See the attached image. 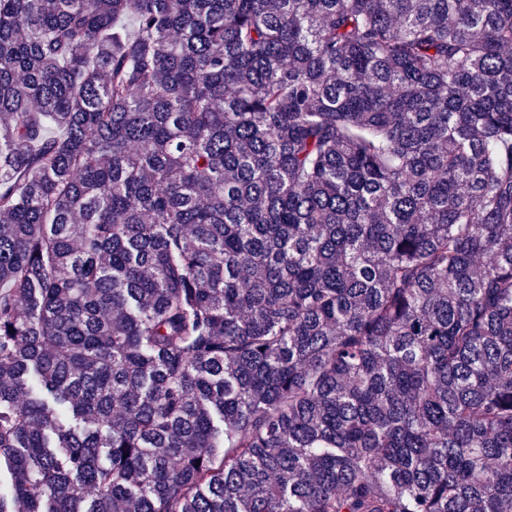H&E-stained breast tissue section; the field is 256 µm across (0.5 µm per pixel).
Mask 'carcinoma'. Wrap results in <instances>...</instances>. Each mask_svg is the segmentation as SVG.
<instances>
[{"label": "carcinoma", "instance_id": "carcinoma-1", "mask_svg": "<svg viewBox=\"0 0 512 512\" xmlns=\"http://www.w3.org/2000/svg\"><path fill=\"white\" fill-rule=\"evenodd\" d=\"M0 512H512V0H0Z\"/></svg>", "mask_w": 512, "mask_h": 512}]
</instances>
